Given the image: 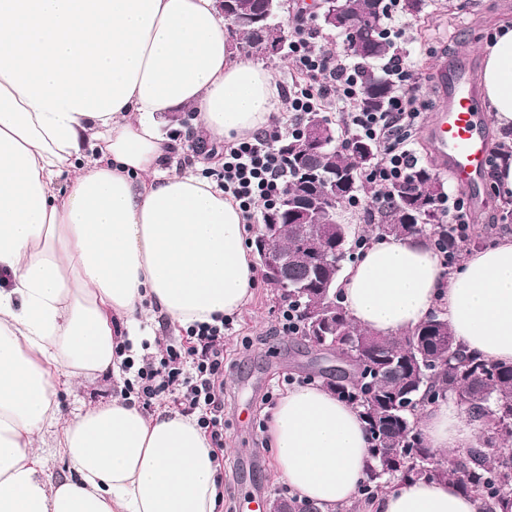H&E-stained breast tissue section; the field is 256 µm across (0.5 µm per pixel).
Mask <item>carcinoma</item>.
<instances>
[{"instance_id":"carcinoma-1","label":"carcinoma","mask_w":512,"mask_h":512,"mask_svg":"<svg viewBox=\"0 0 512 512\" xmlns=\"http://www.w3.org/2000/svg\"><path fill=\"white\" fill-rule=\"evenodd\" d=\"M273 5L269 22H274L279 0H231V7L243 14L262 15ZM358 16L370 38L348 57L359 64L361 92L357 108L380 112L394 93L385 71L373 63L386 57L392 48L387 36L388 0L376 7L374 0H346ZM245 45L264 54L261 30L242 32ZM322 128L324 144L316 150L309 146L313 127ZM370 149L378 160L376 145L359 136L341 142L336 139V124L326 113L309 112L297 132L281 146L287 158L288 186L275 207L262 212L284 228V251L288 253V277L278 287L280 297L299 310L300 337L311 340V323L306 309L322 303L324 290L334 288L352 245L360 246L367 235L404 237L418 232L438 248H448L451 230L441 209L444 186L428 166H417L401 180L375 194V206L367 213L362 233L345 224L336 225L333 236L315 235L305 243L291 237V199L308 201L318 197L322 188L340 182L352 174L351 182L338 189L336 207L352 204L365 193V169L352 161L350 149ZM336 335L348 343L339 358L355 367L350 373L336 367L327 377L328 387L338 398L360 409L369 440V463L364 480L370 495L385 488L392 479L457 481L459 488L473 496L482 509L493 505L512 506V365L491 363L467 352L447 329L439 313L405 333L390 338L374 336L348 318L340 301H335ZM451 397L489 424L482 434L483 448H495L490 457L476 448L452 459L448 465L436 463V452L427 447L417 431V415L440 399Z\"/></svg>"}]
</instances>
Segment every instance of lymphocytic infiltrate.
I'll use <instances>...</instances> for the list:
<instances>
[{"mask_svg":"<svg viewBox=\"0 0 512 512\" xmlns=\"http://www.w3.org/2000/svg\"><path fill=\"white\" fill-rule=\"evenodd\" d=\"M314 38L312 28L301 22L288 41V54L304 82L286 95L287 109L296 119L317 107L332 110L347 134L374 140L380 160L366 179L375 187H386L418 164L411 130L422 105V75L401 58H390L385 69L395 94L385 111H360L355 106L360 92L358 66L317 48ZM288 132V127L274 124L224 147L220 185L245 219H253L256 203L274 206L287 184L280 143ZM231 323L224 317L214 324L194 325L184 341L159 348L157 355L141 362L125 363L133 372L127 390L137 391L144 405L167 400L173 408L196 415L198 426L219 450L224 447V333Z\"/></svg>","mask_w":512,"mask_h":512,"instance_id":"lymphocytic-infiltrate-1","label":"lymphocytic infiltrate"}]
</instances>
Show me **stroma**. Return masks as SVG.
I'll list each match as a JSON object with an SVG mask.
<instances>
[{
  "mask_svg": "<svg viewBox=\"0 0 512 512\" xmlns=\"http://www.w3.org/2000/svg\"><path fill=\"white\" fill-rule=\"evenodd\" d=\"M312 0H283L277 21L294 29L298 16H306L316 34L318 47H338L336 35L323 30L311 9ZM388 27L402 29L395 41L397 56L418 69L425 82L421 95L427 105L422 119L439 101L435 82L438 71L462 62L483 68V49L504 27H512V0H470L466 10H458L457 0H427L421 18L413 19L400 10H391ZM161 130L175 139L179 150L171 166L209 179H217L220 168L209 159L210 152L222 151V143L191 142L186 127L172 117L162 118ZM487 202L475 212L470 233L472 241L487 246L512 239V223L493 224L492 215L501 214L506 198L495 169L485 178ZM281 300L265 280H257L251 297L233 316V328L224 338V451L221 465L224 505L219 512H250L252 494L263 498L289 497L290 492L274 465V452L263 435L264 398L267 392L284 393L289 380L319 378L336 367L330 354L305 348L299 337L276 332ZM118 392L112 376L85 385L57 387L55 399L62 414H70L74 401H110Z\"/></svg>",
  "mask_w": 512,
  "mask_h": 512,
  "instance_id": "obj_1",
  "label": "stroma"
}]
</instances>
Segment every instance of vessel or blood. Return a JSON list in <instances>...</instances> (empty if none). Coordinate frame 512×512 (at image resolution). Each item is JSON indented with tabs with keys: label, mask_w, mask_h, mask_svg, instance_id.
Returning <instances> with one entry per match:
<instances>
[{
	"label": "vessel or blood",
	"mask_w": 512,
	"mask_h": 512,
	"mask_svg": "<svg viewBox=\"0 0 512 512\" xmlns=\"http://www.w3.org/2000/svg\"><path fill=\"white\" fill-rule=\"evenodd\" d=\"M438 84L441 101L422 126V136L430 142L441 171L451 174L472 204H483L491 148L475 70L463 64L441 71Z\"/></svg>",
	"instance_id": "b4317fda"
}]
</instances>
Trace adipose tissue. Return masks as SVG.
Segmentation results:
<instances>
[{"label":"adipose tissue","instance_id":"1","mask_svg":"<svg viewBox=\"0 0 512 512\" xmlns=\"http://www.w3.org/2000/svg\"><path fill=\"white\" fill-rule=\"evenodd\" d=\"M483 96L512 128V28L484 52ZM283 107L263 64L233 49L215 0H0V512H216L221 481L195 418L148 414L133 399L63 417L58 385L118 374L141 359L142 323L188 328L234 314L256 268L247 225L217 183L170 170L158 119L237 141ZM336 291L352 322L398 336L442 312L486 360L512 363V240L445 274L433 246L373 241ZM427 445L451 458L484 425L445 399L420 415ZM56 433L67 467L46 471ZM298 501L351 506L368 440L357 407L327 387H289L268 428ZM376 512H479L454 480L403 481Z\"/></svg>","mask_w":512,"mask_h":512}]
</instances>
